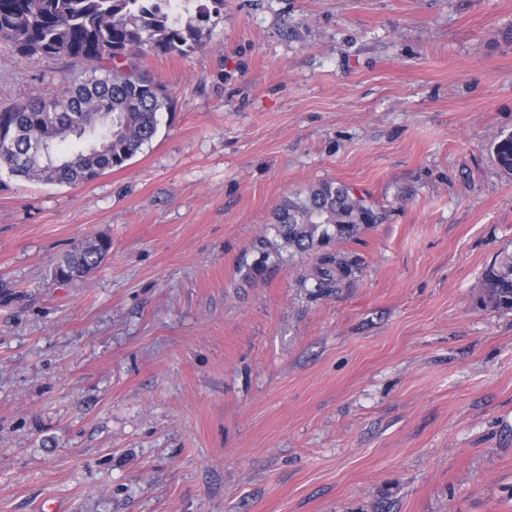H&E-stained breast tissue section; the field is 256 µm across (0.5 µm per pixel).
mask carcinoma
Wrapping results in <instances>:
<instances>
[{
    "label": "carcinoma",
    "mask_w": 512,
    "mask_h": 512,
    "mask_svg": "<svg viewBox=\"0 0 512 512\" xmlns=\"http://www.w3.org/2000/svg\"><path fill=\"white\" fill-rule=\"evenodd\" d=\"M224 0H0V43L20 58L67 57L85 62L91 76L67 82L54 96L33 95L0 111V164L27 180L77 186L123 167L155 137L172 104L164 87L118 63L147 54L186 55L201 47ZM495 163L512 175V134L493 147ZM383 220L348 186L311 185L273 212V237L262 236L263 257L322 254L309 275L324 293L356 273L357 264L328 247L355 238ZM105 239L79 242L53 267L63 281L86 277L105 259ZM483 300L512 311V255L486 269Z\"/></svg>",
    "instance_id": "carcinoma-1"
}]
</instances>
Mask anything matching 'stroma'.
<instances>
[{
  "mask_svg": "<svg viewBox=\"0 0 512 512\" xmlns=\"http://www.w3.org/2000/svg\"><path fill=\"white\" fill-rule=\"evenodd\" d=\"M508 27L512 0H224L141 58L173 107L123 168H0V512H512V312L481 301ZM89 75L0 46V107ZM321 180L384 214L323 294L315 255L256 248ZM111 243L105 239L79 242L63 254L53 267L54 275L63 281H77L86 277L105 259Z\"/></svg>",
  "mask_w": 512,
  "mask_h": 512,
  "instance_id": "obj_1",
  "label": "stroma"
}]
</instances>
